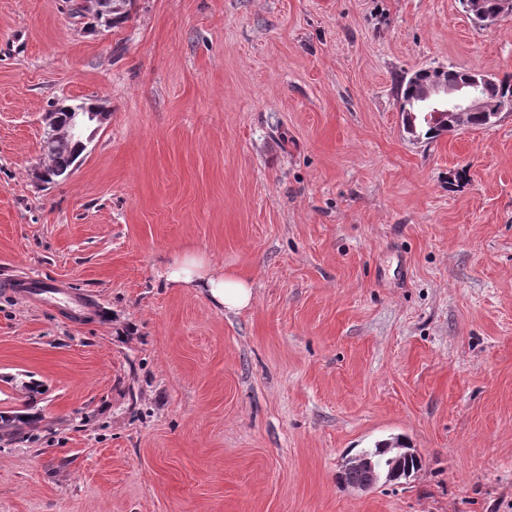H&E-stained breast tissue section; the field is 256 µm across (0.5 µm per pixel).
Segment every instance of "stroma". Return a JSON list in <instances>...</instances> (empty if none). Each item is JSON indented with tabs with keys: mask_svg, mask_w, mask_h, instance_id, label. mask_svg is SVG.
Returning a JSON list of instances; mask_svg holds the SVG:
<instances>
[{
	"mask_svg": "<svg viewBox=\"0 0 512 512\" xmlns=\"http://www.w3.org/2000/svg\"><path fill=\"white\" fill-rule=\"evenodd\" d=\"M0 0V512H512V113L415 140L400 81L512 74L458 0ZM108 117L32 175L46 112ZM198 252L252 283L165 285ZM401 436L421 470L351 492ZM165 282L174 288H198L217 310L241 312L251 307L254 291L241 277L224 274L202 255L185 253L174 257L162 271Z\"/></svg>",
	"mask_w": 512,
	"mask_h": 512,
	"instance_id": "obj_1",
	"label": "stroma"
}]
</instances>
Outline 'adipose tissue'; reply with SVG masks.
<instances>
[{
	"instance_id": "obj_1",
	"label": "adipose tissue",
	"mask_w": 512,
	"mask_h": 512,
	"mask_svg": "<svg viewBox=\"0 0 512 512\" xmlns=\"http://www.w3.org/2000/svg\"><path fill=\"white\" fill-rule=\"evenodd\" d=\"M162 276L170 286L200 289L218 310L240 312L254 300L247 280L214 268L204 256L194 253L174 257L164 266Z\"/></svg>"
}]
</instances>
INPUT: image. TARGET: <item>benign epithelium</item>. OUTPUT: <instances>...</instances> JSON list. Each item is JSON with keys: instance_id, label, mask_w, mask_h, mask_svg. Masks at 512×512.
<instances>
[{"instance_id": "1", "label": "benign epithelium", "mask_w": 512, "mask_h": 512, "mask_svg": "<svg viewBox=\"0 0 512 512\" xmlns=\"http://www.w3.org/2000/svg\"><path fill=\"white\" fill-rule=\"evenodd\" d=\"M112 2L113 0H82V8L108 21L112 17ZM490 80L492 76L484 74L479 79L467 82H422L420 110L432 113L433 122L448 128L450 132L461 129V125L471 112H492L499 118L506 106L502 105L497 109L490 106L479 91L480 83ZM66 110L69 117L64 125L60 124L57 112L52 111L45 115L43 153L36 170L37 179L41 181L50 177L49 171L55 167L52 158L57 156L66 142L75 139L82 148H87L108 116V113L95 102L68 105ZM383 453L385 458L382 460L366 454L345 457L341 470L349 472L367 469L371 477L368 483H349L347 487L354 491H365L382 481L395 482L405 475H410L405 469V461L412 453V449L391 442L383 449Z\"/></svg>"}]
</instances>
